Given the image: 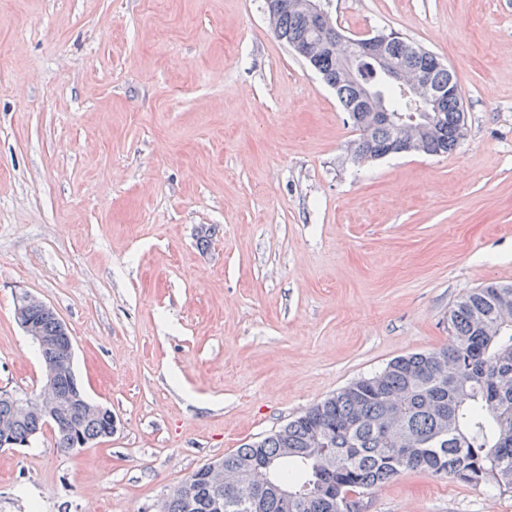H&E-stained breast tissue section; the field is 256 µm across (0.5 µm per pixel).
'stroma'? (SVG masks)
Returning a JSON list of instances; mask_svg holds the SVG:
<instances>
[{
	"label": "stroma",
	"instance_id": "obj_1",
	"mask_svg": "<svg viewBox=\"0 0 512 512\" xmlns=\"http://www.w3.org/2000/svg\"><path fill=\"white\" fill-rule=\"evenodd\" d=\"M327 9L456 72V151L352 162L356 129L265 0H0V388L44 385L28 294L117 421L86 448L50 426L0 448V512H155L201 466L448 346L465 292L512 284V0ZM361 502L512 512V492L416 472Z\"/></svg>",
	"mask_w": 512,
	"mask_h": 512
}]
</instances>
